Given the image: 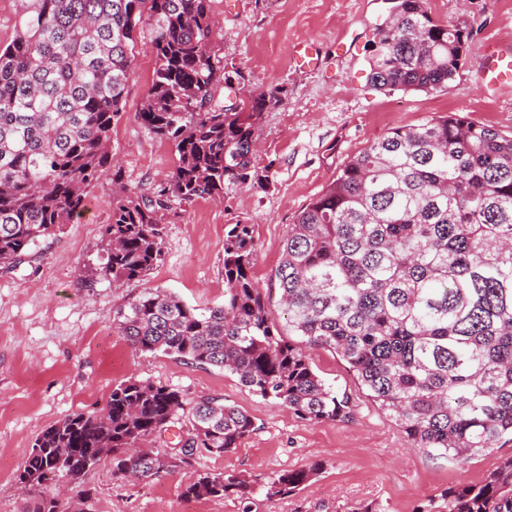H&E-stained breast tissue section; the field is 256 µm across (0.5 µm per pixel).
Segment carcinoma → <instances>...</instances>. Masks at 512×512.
Masks as SVG:
<instances>
[{
    "label": "carcinoma",
    "mask_w": 512,
    "mask_h": 512,
    "mask_svg": "<svg viewBox=\"0 0 512 512\" xmlns=\"http://www.w3.org/2000/svg\"><path fill=\"white\" fill-rule=\"evenodd\" d=\"M13 41L0 46V265L77 218L107 173L117 186L101 233L105 273L130 282L163 259L164 211L266 175L253 160L258 121L273 88L238 110L213 47L211 0H22ZM470 33L442 23L427 0H394L369 58L390 91H430L460 72ZM155 57L137 121L172 142L178 164L150 195L129 192L109 144L134 75L138 43ZM249 224L224 239V304L199 309L163 291L133 298L114 318L135 350L222 368L297 417L341 421L350 398L312 368L305 347L334 351L389 412L410 447L465 461L512 437V137L458 113L394 128L347 161L289 225L275 270L288 335L254 282ZM298 336L295 342L291 337ZM174 455L146 447L178 422ZM255 430L222 397L190 399L147 380L116 384L98 411L73 412L34 440L17 484L24 512H74L46 492V474L91 499L83 478L103 459L112 474L149 482L224 454ZM242 479L203 474L186 499L235 496L251 512L256 488L292 494L321 470ZM418 512H512V458L474 486L452 487Z\"/></svg>",
    "instance_id": "cac0c4a2"
}]
</instances>
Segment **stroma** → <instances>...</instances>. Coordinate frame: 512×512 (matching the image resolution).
<instances>
[{
  "mask_svg": "<svg viewBox=\"0 0 512 512\" xmlns=\"http://www.w3.org/2000/svg\"><path fill=\"white\" fill-rule=\"evenodd\" d=\"M444 23L464 21L472 32L459 76L432 91L374 86L369 56L387 0H211L219 19L215 51L237 71L225 104L249 91L279 88L281 103L266 110L254 142L265 186H232L222 199H198L166 211L164 257L143 279L120 284L102 270L103 224L112 215V178L90 188L80 218L32 248L10 272L0 271V512H23L16 482L36 436L65 415L101 409L115 384L152 380L200 399L223 397L249 414L256 429L238 448L200 456L149 482L113 477L110 464L84 477L91 512H242L233 496L194 500L180 488L203 473L246 479L322 462V471L295 494L267 499L257 491L251 512H353L365 503L381 512H416L445 489L481 483L506 458L512 440L463 463L434 460L409 448L396 421L361 389L353 372L326 349L310 352L319 376L351 400L343 421L313 423L262 398L237 376L199 368L161 353H141L119 336L113 319L132 298L161 290L186 303L224 301V238L230 225H251L253 275L271 318L284 325L272 275L290 224L321 194L346 161L397 127L458 112L475 124L512 137V88L490 94L479 71L485 46L512 48V0H428ZM310 42L321 53L314 68L298 65L294 46ZM155 66L149 47L136 49L134 75L112 131V158L129 189L151 193L172 176L178 155L135 118Z\"/></svg>",
  "mask_w": 512,
  "mask_h": 512,
  "instance_id": "1",
  "label": "stroma"
}]
</instances>
